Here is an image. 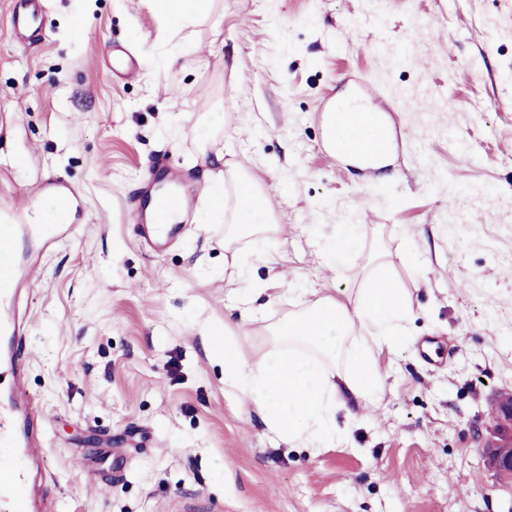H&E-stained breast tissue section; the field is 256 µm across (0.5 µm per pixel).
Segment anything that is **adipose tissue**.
Masks as SVG:
<instances>
[{
    "instance_id": "obj_1",
    "label": "adipose tissue",
    "mask_w": 512,
    "mask_h": 512,
    "mask_svg": "<svg viewBox=\"0 0 512 512\" xmlns=\"http://www.w3.org/2000/svg\"><path fill=\"white\" fill-rule=\"evenodd\" d=\"M247 187L254 205L235 210L229 235L253 236L271 212L259 179ZM317 247L328 266L356 260L366 245L353 224L317 225ZM411 304L385 261L372 257L370 269L355 290L352 304L330 296L306 301L268 327L271 350L248 361L232 336L224 338V385L250 400L267 427L282 439L301 441L313 450L343 444L346 431L337 423L347 396L362 407L380 398L377 357L397 348Z\"/></svg>"
}]
</instances>
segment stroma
Instances as JSON below:
<instances>
[{
	"label": "stroma",
	"mask_w": 512,
	"mask_h": 512,
	"mask_svg": "<svg viewBox=\"0 0 512 512\" xmlns=\"http://www.w3.org/2000/svg\"><path fill=\"white\" fill-rule=\"evenodd\" d=\"M13 6L0 202L49 178L87 202L21 301L62 512H512V478L484 457L512 391V0H211L178 33L149 0H47L25 43ZM110 43L153 70L109 79ZM360 82L401 133L367 181L326 149L320 112ZM163 162L220 182L228 205L237 180L263 179L278 226L236 288L224 271L252 241L225 248V222L181 219L161 253L139 242L129 203ZM318 224L359 225L415 316L378 357V408L314 454L225 390L216 338L235 292L272 301L233 328L254 360L301 289L358 287L359 264L325 269ZM272 259L295 292L268 284Z\"/></svg>",
	"instance_id": "obj_1"
}]
</instances>
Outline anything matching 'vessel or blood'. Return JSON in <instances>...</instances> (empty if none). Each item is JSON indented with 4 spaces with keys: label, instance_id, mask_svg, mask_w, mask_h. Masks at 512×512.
<instances>
[{
    "label": "vessel or blood",
    "instance_id": "b4317fda",
    "mask_svg": "<svg viewBox=\"0 0 512 512\" xmlns=\"http://www.w3.org/2000/svg\"><path fill=\"white\" fill-rule=\"evenodd\" d=\"M45 2L17 0L12 25L18 38L40 35ZM108 68L111 74L125 80L143 74L131 53L116 44L110 48ZM328 109L357 130L374 119L373 107L358 101L332 103ZM390 135V130H382L379 139L357 141L352 150L361 159L379 157ZM201 191V186L195 185L180 198H159L155 221L142 227L144 237L157 246L167 242L174 230L166 222L168 212L176 208L191 214ZM32 200L51 202L57 221L23 224L18 212L0 211V369L9 375L8 385L0 386V447L9 451L7 457L0 458V512H57L50 491L41 406L24 392L31 360L27 347L29 321L18 309L17 302L42 257L61 239L74 233L72 217L80 212L82 198L68 183L55 179L40 182Z\"/></svg>",
    "mask_w": 512,
    "mask_h": 512
}]
</instances>
